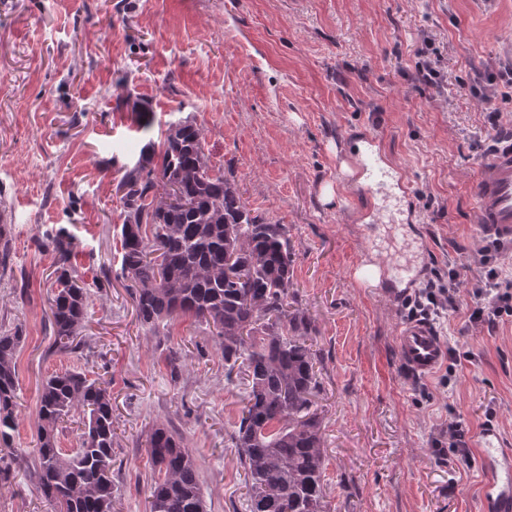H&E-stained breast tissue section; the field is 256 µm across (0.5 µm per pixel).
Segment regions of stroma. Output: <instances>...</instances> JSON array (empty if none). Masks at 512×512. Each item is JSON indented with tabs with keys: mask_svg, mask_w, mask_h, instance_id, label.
I'll return each mask as SVG.
<instances>
[{
	"mask_svg": "<svg viewBox=\"0 0 512 512\" xmlns=\"http://www.w3.org/2000/svg\"><path fill=\"white\" fill-rule=\"evenodd\" d=\"M428 62L431 84L417 78ZM509 67L512 0H0V212L15 218L0 329L24 336L0 512H54L27 464L41 383L66 370L112 397V512H148L147 438L159 424L197 457L208 512H249L231 441L241 376H227L216 336L193 316L161 334L142 326L120 275L116 185L184 118L212 165L232 168L247 207L286 228L288 300L309 317L317 354L326 512H478L482 431L496 427L512 448V317L470 319L473 258L491 243L473 221L472 184L498 137L512 139V101L488 95ZM367 135L393 175L377 193L354 151ZM61 226L90 293L73 351L48 324L54 255L33 242ZM383 262L411 271L362 278ZM452 265L458 310L432 325L469 358L413 376L395 345L404 300L447 283ZM458 420L470 448L459 469L448 446Z\"/></svg>",
	"mask_w": 512,
	"mask_h": 512,
	"instance_id": "obj_1",
	"label": "stroma"
}]
</instances>
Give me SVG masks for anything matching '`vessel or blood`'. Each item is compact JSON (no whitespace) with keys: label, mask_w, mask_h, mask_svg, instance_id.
Here are the masks:
<instances>
[{"label":"vessel or blood","mask_w":512,"mask_h":512,"mask_svg":"<svg viewBox=\"0 0 512 512\" xmlns=\"http://www.w3.org/2000/svg\"><path fill=\"white\" fill-rule=\"evenodd\" d=\"M473 193L475 224L483 234L512 244V141L500 142L480 160ZM395 341L404 368L417 377L434 372L448 356L446 344L425 320L401 323ZM482 445L488 479L481 512H512V455L502 448L495 428L483 431Z\"/></svg>","instance_id":"vessel-or-blood-1"}]
</instances>
